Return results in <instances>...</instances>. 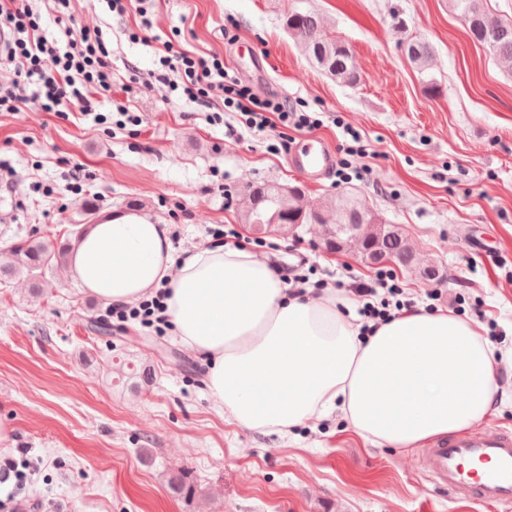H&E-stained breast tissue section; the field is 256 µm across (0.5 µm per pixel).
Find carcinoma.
Listing matches in <instances>:
<instances>
[{"label":"carcinoma","mask_w":512,"mask_h":512,"mask_svg":"<svg viewBox=\"0 0 512 512\" xmlns=\"http://www.w3.org/2000/svg\"><path fill=\"white\" fill-rule=\"evenodd\" d=\"M451 4L460 13L471 39L489 49L512 72V19L502 20L495 16L487 0H451ZM285 26L320 70L340 83H357L351 48L342 40L324 34L316 13L294 10L286 17ZM404 50L419 69H428L433 57V48L428 42L411 38L404 44ZM241 218L256 234L271 231L287 234L294 224H324L328 226L326 244L332 251H341L355 240L361 246L362 257L371 265L389 262L406 268L412 262L413 250L401 230L385 223L378 214L343 193L320 209L308 210L302 203L299 189H288L285 198L279 187L263 184L244 194ZM68 252L69 247L65 244L22 239L11 246L8 261L0 262V280L24 273L29 275L52 263H63ZM113 374L132 390L139 389L149 380V373L123 363L113 368ZM170 490L188 500L196 495L194 481L187 473L174 476Z\"/></svg>","instance_id":"obj_1"}]
</instances>
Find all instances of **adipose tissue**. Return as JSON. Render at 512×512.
<instances>
[{"instance_id": "obj_1", "label": "adipose tissue", "mask_w": 512, "mask_h": 512, "mask_svg": "<svg viewBox=\"0 0 512 512\" xmlns=\"http://www.w3.org/2000/svg\"><path fill=\"white\" fill-rule=\"evenodd\" d=\"M69 274L122 306L166 289L186 348L208 364V386L234 422L289 434L337 414L366 441L413 448L481 424L504 400L503 350L475 320L418 305L364 331L346 299L293 294L250 246L218 245L177 258L167 225L116 212L71 250Z\"/></svg>"}]
</instances>
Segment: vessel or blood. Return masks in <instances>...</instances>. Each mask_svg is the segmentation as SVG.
I'll return each instance as SVG.
<instances>
[{
    "instance_id": "1",
    "label": "vessel or blood",
    "mask_w": 512,
    "mask_h": 512,
    "mask_svg": "<svg viewBox=\"0 0 512 512\" xmlns=\"http://www.w3.org/2000/svg\"><path fill=\"white\" fill-rule=\"evenodd\" d=\"M292 167L320 179L335 164L326 144L304 139L290 147ZM422 467L448 493L485 506L512 502V431H476L434 442L422 451Z\"/></svg>"
}]
</instances>
